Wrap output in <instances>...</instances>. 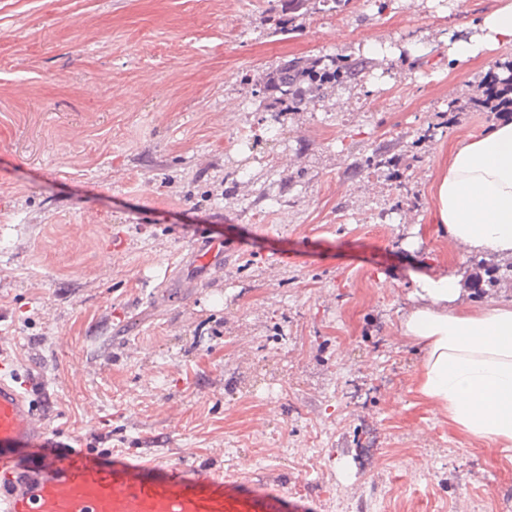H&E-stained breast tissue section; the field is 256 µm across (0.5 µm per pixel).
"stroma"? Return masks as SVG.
Masks as SVG:
<instances>
[{"mask_svg": "<svg viewBox=\"0 0 512 512\" xmlns=\"http://www.w3.org/2000/svg\"><path fill=\"white\" fill-rule=\"evenodd\" d=\"M499 4L351 0L284 37L268 0H0V351L51 435L280 475L315 512H512V460L417 395L397 330L422 266L512 300L467 287L433 192L499 120L464 105L512 48L448 57ZM340 55L369 74L265 111V71ZM201 225L224 272L187 288Z\"/></svg>", "mask_w": 512, "mask_h": 512, "instance_id": "1", "label": "stroma"}]
</instances>
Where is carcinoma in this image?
<instances>
[{
    "instance_id": "carcinoma-1",
    "label": "carcinoma",
    "mask_w": 512,
    "mask_h": 512,
    "mask_svg": "<svg viewBox=\"0 0 512 512\" xmlns=\"http://www.w3.org/2000/svg\"><path fill=\"white\" fill-rule=\"evenodd\" d=\"M271 6L278 13L275 30L284 32L295 29L300 17L319 11H341L351 0H278ZM366 60H349L345 57L293 58L267 72L262 80V94L268 107L276 112H297L308 100L319 97L327 88L338 83H356L369 72ZM512 281V263L506 268L480 265L469 278L472 288H498Z\"/></svg>"
}]
</instances>
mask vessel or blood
<instances>
[{
	"mask_svg": "<svg viewBox=\"0 0 512 512\" xmlns=\"http://www.w3.org/2000/svg\"><path fill=\"white\" fill-rule=\"evenodd\" d=\"M224 269V244L198 233L180 278L202 285ZM0 512H312L281 480H226L196 465L129 462L48 436L44 386L0 353Z\"/></svg>",
	"mask_w": 512,
	"mask_h": 512,
	"instance_id": "b4317fda",
	"label": "vessel or blood"
}]
</instances>
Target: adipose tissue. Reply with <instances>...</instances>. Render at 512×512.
Instances as JSON below:
<instances>
[{
    "mask_svg": "<svg viewBox=\"0 0 512 512\" xmlns=\"http://www.w3.org/2000/svg\"><path fill=\"white\" fill-rule=\"evenodd\" d=\"M512 46V0L457 40L452 60ZM440 223L455 243L512 254V121L495 123L456 152L435 184ZM400 334L425 350L416 391L461 433L512 448V302L460 305L448 273L416 272Z\"/></svg>",
    "mask_w": 512,
    "mask_h": 512,
    "instance_id": "ef3b65f1",
    "label": "adipose tissue"
}]
</instances>
